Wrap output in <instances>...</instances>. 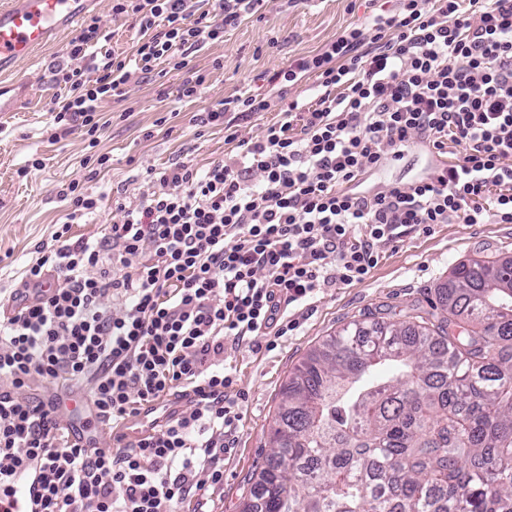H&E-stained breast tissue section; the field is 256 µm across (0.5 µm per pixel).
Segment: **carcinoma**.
Listing matches in <instances>:
<instances>
[{
    "instance_id": "cac0c4a2",
    "label": "carcinoma",
    "mask_w": 512,
    "mask_h": 512,
    "mask_svg": "<svg viewBox=\"0 0 512 512\" xmlns=\"http://www.w3.org/2000/svg\"><path fill=\"white\" fill-rule=\"evenodd\" d=\"M241 512H512V262L353 321L288 376Z\"/></svg>"
}]
</instances>
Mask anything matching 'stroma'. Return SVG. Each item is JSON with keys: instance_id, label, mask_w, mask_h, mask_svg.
<instances>
[{"instance_id": "1", "label": "stroma", "mask_w": 512, "mask_h": 512, "mask_svg": "<svg viewBox=\"0 0 512 512\" xmlns=\"http://www.w3.org/2000/svg\"><path fill=\"white\" fill-rule=\"evenodd\" d=\"M375 5L368 0H274L265 10L226 28L222 38L200 45L189 67L174 69L157 62L147 78L132 77L124 97L103 105L106 126L99 131V148L110 153L108 173L89 179L80 165L87 152L81 131L51 141L52 108L67 95L51 73L65 60L70 36L39 50L20 67L33 93L17 111L0 112V289L24 285V271L39 247L51 244L64 220L67 203L61 189L83 181L100 199V209L86 224L73 225L72 239H101L109 224L119 220L114 199L137 204L148 189L147 169L188 163L206 170L214 161L235 155L242 139L261 137L283 121L280 105L236 114L232 128L209 122L208 114L223 109L248 92L270 96L275 73L295 59L312 56L346 29L364 27ZM99 26L98 46L120 57L133 54L139 34L132 18L112 13V0H96L90 12ZM205 74L195 98L180 99L179 87L188 70ZM41 168L18 177L31 158ZM428 153L422 144L408 148L371 178L383 187L409 183L424 171ZM481 258L512 261V223L486 217L481 224H437L416 230L388 247L379 264L362 281L321 289L295 310L297 326L285 336L253 339L252 346L224 345V365L233 376L230 394L242 413L233 448L224 454V485L208 501L210 512H239L247 477L264 459L271 417L289 374L326 336L356 320L400 319L431 310L437 290L458 263Z\"/></svg>"}]
</instances>
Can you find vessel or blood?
Listing matches in <instances>:
<instances>
[{
	"instance_id": "vessel-or-blood-1",
	"label": "vessel or blood",
	"mask_w": 512,
	"mask_h": 512,
	"mask_svg": "<svg viewBox=\"0 0 512 512\" xmlns=\"http://www.w3.org/2000/svg\"><path fill=\"white\" fill-rule=\"evenodd\" d=\"M93 0H7L0 7V75L14 72L54 36L78 25ZM174 404L161 398L142 406L125 420L120 433L136 440L155 431L171 418ZM38 485L33 472L19 480L14 495L0 500V512H34Z\"/></svg>"
}]
</instances>
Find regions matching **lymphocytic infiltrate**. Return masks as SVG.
Wrapping results in <instances>:
<instances>
[{"instance_id": "f902f5d3", "label": "lymphocytic infiltrate", "mask_w": 512, "mask_h": 512, "mask_svg": "<svg viewBox=\"0 0 512 512\" xmlns=\"http://www.w3.org/2000/svg\"><path fill=\"white\" fill-rule=\"evenodd\" d=\"M264 2L213 0L202 11L196 0H113V15L139 26L134 57L106 55L89 76L81 62L94 60L98 28L82 29L72 66L55 72L70 95L54 124L95 136L133 70L161 60L187 68L192 49ZM312 71L323 88L315 104L289 102L285 122L205 171L148 170L147 192L118 204L120 221L99 241L69 236L98 198L77 181L63 190L56 246L25 274L36 300L12 293L0 321V381L10 387L0 393V494L33 465L37 512H176L188 500L208 512L207 488L224 481L241 419L225 342L285 335L290 309L365 279L411 230L489 214L512 223V0H401L398 14L343 31L284 78ZM415 142L466 153L437 178L364 190L368 174ZM37 380L86 389L107 424L181 390L195 401L115 453L72 442L58 401L27 398Z\"/></svg>"}]
</instances>
